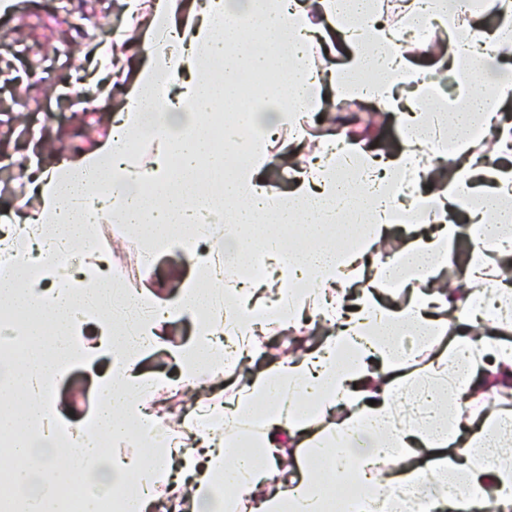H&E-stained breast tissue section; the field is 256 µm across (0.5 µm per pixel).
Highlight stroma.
Returning a JSON list of instances; mask_svg holds the SVG:
<instances>
[{
	"instance_id": "stroma-1",
	"label": "stroma",
	"mask_w": 512,
	"mask_h": 512,
	"mask_svg": "<svg viewBox=\"0 0 512 512\" xmlns=\"http://www.w3.org/2000/svg\"><path fill=\"white\" fill-rule=\"evenodd\" d=\"M123 4L124 0H14L12 9L0 13V153L8 162H16L13 147L17 144L31 145L30 160L49 166L64 153L107 139L126 102L132 85L130 76L148 63L147 55L132 54L126 64L129 77L113 85L108 110L77 108L63 112L57 101L63 95L81 92L82 86L73 76L82 62V49L94 42H106L98 23L130 26L129 14L122 11ZM83 13L90 15V22L71 26L72 17ZM272 145L276 161L265 171L263 180L289 189V170L306 163L309 154L296 151L294 142L284 134L273 140ZM34 205L26 179L17 178L12 171L0 175V226L14 224ZM97 246L109 256L113 270L123 282L135 284L162 301L174 299L179 282L196 274L190 262L176 255L160 256L149 274L138 273L144 248L135 229L127 224L111 225L108 232L99 234ZM329 333V327L318 322L295 336L275 326L267 327L264 344L246 369L229 378L206 376V383L217 389L213 401L223 400V388L234 381L243 382L248 373L321 348ZM194 334L195 325L190 317L164 324L156 345L138 365L139 372L168 384L167 389L158 391L155 407L170 433L178 431L179 415L188 400L187 394L174 387L179 371L173 351L176 346L190 342ZM108 367L109 359L105 356L92 363L75 362L69 366L67 379L61 382L52 399L62 422L75 425L94 412L99 402L97 380Z\"/></svg>"
}]
</instances>
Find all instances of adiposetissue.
I'll list each match as a JSON object with an SVG mask.
<instances>
[{"mask_svg": "<svg viewBox=\"0 0 512 512\" xmlns=\"http://www.w3.org/2000/svg\"><path fill=\"white\" fill-rule=\"evenodd\" d=\"M230 15L240 24L225 25ZM431 17L447 51L423 65L402 48V29ZM498 17L494 31L481 35L473 26L475 6L460 0H408L399 28L378 0H151L152 35L142 42L150 61L136 72L118 116L122 138L32 168L29 188L39 206L25 221L48 228L52 246L13 253L0 273V305L14 310L35 292L23 274L28 263L57 284L36 320L0 326L23 336L30 356L22 369L0 364V377H14L18 387L0 393V428L12 434L14 459L37 454L47 462L44 472L17 475L10 512H57L60 493L77 483L128 488L130 512H151L162 488L171 512H178L185 488L192 491L190 512H238V499L225 497L229 486L253 501L252 512H322L325 494L342 481L351 484L352 512H372L381 502L410 512L413 461L425 454L435 459L436 512H474L487 494L499 512H512V462L483 459L501 429L512 427V403L477 408L468 398L477 376L512 381V347L475 331L487 312L495 325L512 321V120L503 117L512 75L496 70L512 59V0H500ZM253 38L267 56L246 51ZM339 39L351 49L348 62L316 73L312 49L331 52ZM254 64L268 66L273 89L266 110L244 112L234 102L235 77ZM373 66L379 79L357 82ZM445 67L469 82L488 78L494 95L443 100L436 75ZM170 84L176 94L158 98L157 88ZM352 99L398 115L407 131L403 150L389 156L371 149L368 138L341 131L317 141L293 189L265 191L270 132L305 140L310 113ZM219 112L220 154L211 148ZM488 131L497 138L492 157L480 138ZM434 142L447 148L431 159L426 151ZM145 143L152 153L146 165L137 159ZM95 211L133 226L150 255L178 252L198 271L164 316L138 324L133 342L104 307L116 283L103 259L61 275L58 245L93 248ZM459 211L461 226L453 222ZM395 225L406 243L386 257L381 244ZM463 230L473 247L451 292L438 276L448 269V245ZM205 234L223 240L226 258L241 271L239 287L224 294L220 324L212 318L210 284L221 275L197 244ZM297 238L304 248H286ZM258 252L270 274L266 283L244 274ZM384 283L405 294L401 306L380 302ZM324 286L335 290L334 300L321 295ZM271 288L274 304L265 298ZM185 315L196 326L194 339L175 354L185 389L222 371L219 339L243 361L265 323L295 331L316 319L336 332L323 348L277 361L236 388L216 414L223 437L191 426L185 435L167 436L151 408L150 381L137 367L163 319ZM49 326L51 341L44 334ZM91 326L112 355L111 374L101 381L109 393L82 425H54L57 412L45 392L71 363L95 359L98 351L86 339ZM450 332L453 348L428 360L401 344L405 336L427 343ZM339 408L345 415L337 419ZM242 442L250 455L237 453ZM126 443L134 451H123ZM290 445L310 457L330 453V471L292 469L284 457ZM74 449L97 458L98 469L59 466L58 458Z\"/></svg>", "mask_w": 512, "mask_h": 512, "instance_id": "obj_1", "label": "adipose tissue"}]
</instances>
